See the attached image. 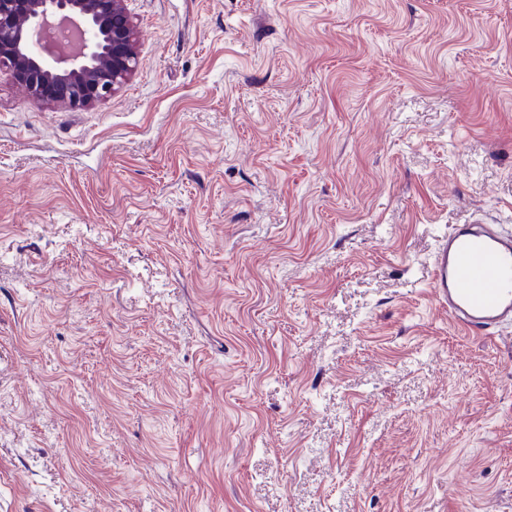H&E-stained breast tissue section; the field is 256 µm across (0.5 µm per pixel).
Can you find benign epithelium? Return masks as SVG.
Returning a JSON list of instances; mask_svg holds the SVG:
<instances>
[{"label": "benign epithelium", "instance_id": "benign-epithelium-1", "mask_svg": "<svg viewBox=\"0 0 512 512\" xmlns=\"http://www.w3.org/2000/svg\"><path fill=\"white\" fill-rule=\"evenodd\" d=\"M56 18L86 35L76 54L60 56L41 43ZM138 62L128 0H0V73L24 86L37 105L93 108L133 76Z\"/></svg>", "mask_w": 512, "mask_h": 512}]
</instances>
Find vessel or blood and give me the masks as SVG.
I'll list each match as a JSON object with an SVG mask.
<instances>
[{
  "mask_svg": "<svg viewBox=\"0 0 512 512\" xmlns=\"http://www.w3.org/2000/svg\"><path fill=\"white\" fill-rule=\"evenodd\" d=\"M431 284L449 320L472 334L512 322V235L458 224L434 254Z\"/></svg>",
  "mask_w": 512,
  "mask_h": 512,
  "instance_id": "obj_1",
  "label": "vessel or blood"
}]
</instances>
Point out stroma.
<instances>
[{
    "instance_id": "obj_1",
    "label": "stroma",
    "mask_w": 512,
    "mask_h": 512,
    "mask_svg": "<svg viewBox=\"0 0 512 512\" xmlns=\"http://www.w3.org/2000/svg\"><path fill=\"white\" fill-rule=\"evenodd\" d=\"M91 109L0 74V512H512V0H131ZM448 319L481 333L512 322V235L493 224H458L438 240L431 280Z\"/></svg>"
}]
</instances>
